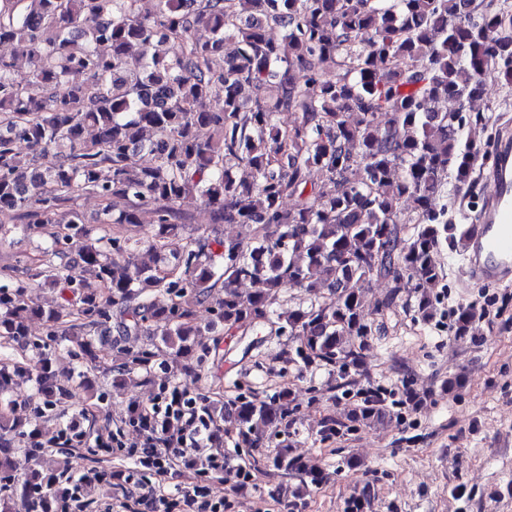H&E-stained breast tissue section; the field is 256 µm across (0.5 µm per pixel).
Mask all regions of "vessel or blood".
<instances>
[{
	"label": "vessel or blood",
	"instance_id": "1",
	"mask_svg": "<svg viewBox=\"0 0 512 512\" xmlns=\"http://www.w3.org/2000/svg\"><path fill=\"white\" fill-rule=\"evenodd\" d=\"M492 192L483 197L468 232L467 276L474 281L512 279V136L502 135L488 172Z\"/></svg>",
	"mask_w": 512,
	"mask_h": 512
}]
</instances>
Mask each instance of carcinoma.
I'll use <instances>...</instances> for the list:
<instances>
[{
    "mask_svg": "<svg viewBox=\"0 0 512 512\" xmlns=\"http://www.w3.org/2000/svg\"><path fill=\"white\" fill-rule=\"evenodd\" d=\"M201 28L208 39L195 36ZM157 38L178 48L160 57ZM229 39L235 52L226 56ZM0 44L30 63L19 73L0 56V240L48 233L46 265L31 278L74 297L46 308L25 282L0 285V341L23 358L0 362V512H58L73 491L66 467L45 474L31 465L40 432L13 418L20 379L41 415H58L70 398L52 358L65 342L105 377L170 361L198 376L210 354L198 337L218 323L231 333L272 327L282 291L302 288L311 301L287 321L298 353L358 370L371 335L358 285L375 276L393 282L381 306L411 288L416 313L432 320L444 279L436 256L467 236L435 197L447 184L452 195L475 187L483 153L464 129L488 75L512 88V0H156L150 14L139 0H0ZM327 57L336 58L333 74L322 68ZM76 73L82 82L70 80ZM205 99L212 106L198 109ZM440 99L455 107L427 108ZM288 112L296 114L289 127L278 119ZM143 151L154 157L148 167L135 161ZM240 165L250 178L237 176ZM313 169L322 173L317 184ZM77 190L127 201L117 214L105 206L101 223L132 226L138 238L91 237L74 206ZM190 195L211 223L249 226L248 240L216 239L203 225L185 234L180 203ZM405 198L416 202L410 214ZM73 238L88 241L78 272L54 263ZM133 245L167 251L173 262L139 264ZM114 250L130 258L120 265ZM242 280L260 288L244 294ZM219 286L224 298L208 303ZM34 318L46 339L29 336ZM452 318L464 338L479 315L461 305ZM107 322L111 368L94 351ZM132 336L149 344L130 351L122 342ZM195 407L215 436L231 421L246 448L279 434L294 410L288 388L228 405L202 398ZM386 417L383 400L371 396L347 420L374 427ZM260 464L298 480V497L326 477L286 439L252 458Z\"/></svg>",
    "mask_w": 512,
    "mask_h": 512,
    "instance_id": "cac0c4a2",
    "label": "carcinoma"
}]
</instances>
